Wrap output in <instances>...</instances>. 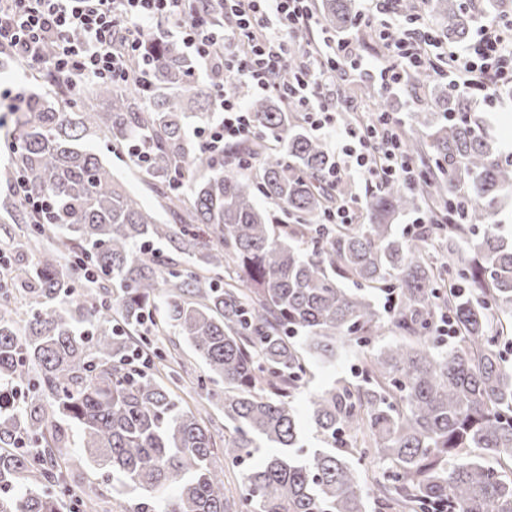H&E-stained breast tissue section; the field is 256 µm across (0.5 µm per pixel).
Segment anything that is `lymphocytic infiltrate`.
I'll return each instance as SVG.
<instances>
[{"label": "lymphocytic infiltrate", "instance_id": "lymphocytic-infiltrate-1", "mask_svg": "<svg viewBox=\"0 0 512 512\" xmlns=\"http://www.w3.org/2000/svg\"><path fill=\"white\" fill-rule=\"evenodd\" d=\"M169 18L194 49L199 64L224 63V71L239 76L256 93H274L301 113L311 130L334 141L338 160L331 182L358 176L382 186L396 180L419 182L423 168L406 154L401 121L381 112L369 123L338 126V105L321 89L338 71L360 69L365 60L354 35L331 37L313 0H224V25L213 27L189 16L186 0H0V53L24 61L28 68L46 69L69 90L88 81L129 82L146 88L151 74L136 65L142 39L155 18ZM403 29L373 13L358 14L356 32L371 30L385 41L394 63L377 66L382 84H401L416 67L438 68L448 86L489 95L500 84H512V18L482 16L469 44L441 53L438 37L423 15ZM317 33L311 45L319 69L309 60L295 61L301 31ZM249 52H240L241 44ZM53 55H46V48ZM219 122L197 132L201 148L214 152L253 135L254 123L239 97L218 96Z\"/></svg>", "mask_w": 512, "mask_h": 512}]
</instances>
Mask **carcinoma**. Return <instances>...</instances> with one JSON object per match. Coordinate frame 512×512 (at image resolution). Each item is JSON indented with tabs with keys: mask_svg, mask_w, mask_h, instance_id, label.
<instances>
[{
	"mask_svg": "<svg viewBox=\"0 0 512 512\" xmlns=\"http://www.w3.org/2000/svg\"><path fill=\"white\" fill-rule=\"evenodd\" d=\"M187 9L224 25V0ZM316 10L338 31L356 16L354 0ZM431 12L440 38L468 41L474 13L462 0H431ZM141 53L147 91L98 82L76 98L58 84L53 95L30 92L15 114L3 178L23 177L50 203L38 220L12 197L0 202L8 223L26 228L16 251L53 235L117 297L72 296L50 251L0 288V307L15 290L29 299L22 320L0 314V512H60L73 427L81 459L133 496L127 512H366L370 499L397 512H512V240L497 221L512 198V160L472 117V99L439 91L434 125L430 102L413 113L405 148L428 181L369 189L365 224H322L349 188L329 182L334 157L282 99L251 103L255 140L207 153L189 121L206 123L209 87L233 94L235 81L217 63L210 86L200 84L183 45L164 35L146 37ZM435 81L430 68L412 71L407 90ZM100 138L141 146L136 163L179 226L159 222L86 147ZM249 158L254 181L240 173ZM259 194L295 222L268 223ZM423 203L431 223L397 234L394 221ZM161 240L183 262L150 248ZM226 268L236 278L220 285ZM159 303L164 329L206 365L196 385L224 384L210 391L230 428L221 452L174 379L124 363L134 343L154 346L140 331ZM445 315L457 329L449 344ZM352 341L364 348L361 377L311 396L325 447L306 454L289 397L310 364L335 361ZM259 438L275 452L249 466ZM219 453L243 467L233 502ZM366 458L377 466L370 482Z\"/></svg>",
	"mask_w": 512,
	"mask_h": 512,
	"instance_id": "1",
	"label": "carcinoma"
}]
</instances>
